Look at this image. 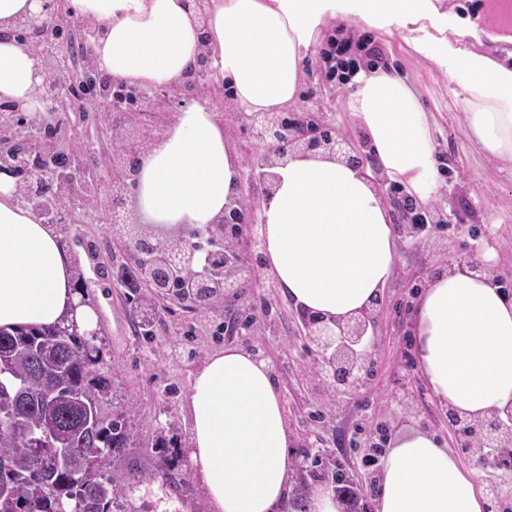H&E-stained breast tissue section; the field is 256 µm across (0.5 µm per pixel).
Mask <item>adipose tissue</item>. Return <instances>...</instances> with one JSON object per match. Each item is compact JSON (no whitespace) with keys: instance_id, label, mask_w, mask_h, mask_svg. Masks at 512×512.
<instances>
[{"instance_id":"ef3b65f1","label":"adipose tissue","mask_w":512,"mask_h":512,"mask_svg":"<svg viewBox=\"0 0 512 512\" xmlns=\"http://www.w3.org/2000/svg\"><path fill=\"white\" fill-rule=\"evenodd\" d=\"M439 0H208L197 18L185 0H67L103 34L100 71L137 87L181 82L202 47L242 112H277L300 93L303 65L324 25L356 18L402 28L412 48L463 86L470 134L512 165V63L448 41ZM35 61L0 38V99L42 104ZM348 109L367 135L374 170L325 153L293 154L259 221L269 271L302 313L344 320L370 309L395 268V226L376 179L421 204L435 193L430 119L417 89L384 65L349 73ZM0 173V328L50 326L79 295L54 229L16 200ZM240 194L237 160L213 112L193 103L141 158L132 207L159 239H190ZM413 332L419 367L440 403L472 421L512 408V297L487 276L456 266L432 277ZM186 403L190 459L212 512H275L293 460L281 396L265 360L239 347L211 354ZM375 512H485L479 474L433 435L412 426L388 442Z\"/></svg>"}]
</instances>
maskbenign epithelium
Listing matches in <instances>:
<instances>
[{"instance_id": "obj_1", "label": "benign epithelium", "mask_w": 512, "mask_h": 512, "mask_svg": "<svg viewBox=\"0 0 512 512\" xmlns=\"http://www.w3.org/2000/svg\"><path fill=\"white\" fill-rule=\"evenodd\" d=\"M102 31L70 14L65 0H43L42 11L16 21L8 35L17 37L35 59V76L40 78L39 97L45 114L33 118L24 103L0 102V173L16 179L18 201L41 212L45 221L57 224H82L85 218L75 213L74 175L53 167L55 157L66 154L70 145L65 135L70 128L68 113L72 100L64 92L82 82L88 73L97 72L93 39ZM211 66V52L203 50L196 64L178 84L150 88L132 87L138 104L132 105L107 93L103 104L114 112L142 116L150 112H176L189 94H204L215 101L224 100V89L217 82ZM249 127L266 143L267 151L252 166L250 185L261 187L262 195L274 194L278 161L301 152L322 150L351 165H364L368 156L336 134V130L319 120H306L294 113L258 112L245 116ZM158 139L154 133L125 138L116 149L112 166L121 175L112 178L113 236L139 249L143 261V280L159 298L169 295L167 277L182 278L186 291L182 297L196 300L219 290L222 300L239 296L247 286L252 268L263 263V255L251 249L257 244V207L246 199L224 207V213L206 225L208 242L220 247L224 265L212 272H202L201 251L183 241H162L148 231H135L124 219L128 211L130 187L135 183L142 155ZM387 197L397 211L399 229L407 225L441 223L431 208H419L401 189H391ZM302 336L321 362L330 387L338 392L357 391L368 380L373 356L378 349V313L372 308L357 316L335 322L331 329L321 316L303 314ZM448 423L458 437L467 438L461 446L467 453L480 455L486 448L512 446V411L492 412L471 422L455 410H448Z\"/></svg>"}]
</instances>
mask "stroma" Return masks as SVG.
I'll return each mask as SVG.
<instances>
[{
	"instance_id": "1",
	"label": "stroma",
	"mask_w": 512,
	"mask_h": 512,
	"mask_svg": "<svg viewBox=\"0 0 512 512\" xmlns=\"http://www.w3.org/2000/svg\"><path fill=\"white\" fill-rule=\"evenodd\" d=\"M487 0H442L449 20L464 15L477 22L460 37L459 47L499 59L496 29L481 17ZM375 56L360 55L363 64L381 58L419 91L430 116L437 158L435 209L446 216L443 224L425 232H405L396 240L397 263L378 309L380 346L374 356L373 374L362 389L329 395L318 379L321 366L300 334L301 314L282 294H271L267 267H258L254 285L239 299L218 304L199 323L190 303L176 298L156 300L154 337L139 341L134 325L140 314L126 300V290L112 278L113 262L124 261L119 242L112 236V211L107 205L112 191L113 131L126 126L123 113L94 104L89 112L93 130L77 124L71 165L81 183H94V191L77 198L79 212L89 213L85 224H59L55 231L74 272L88 285L86 299L100 328L96 344L116 369L113 374L114 409L126 402L136 406L135 424L142 447L125 449L113 467L128 465L145 473L159 472L161 459L152 448L158 428H166L183 449L191 447L190 416L186 394L196 370L215 351L238 345L236 336L222 333V326L240 315L254 314L261 333L256 338L279 389L285 418L295 450L294 463L312 471L314 459L341 468L354 486L364 490L369 501L380 492V466H369L364 456L380 459L383 449H370L369 438L393 436L412 425L434 434L465 467L481 473L485 492L498 495L499 506L512 508V463H503L499 449L478 458L462 453L458 438L448 423L447 409L426 384L419 368L413 336V317L421 292L439 270L474 258L486 261L512 291V177L485 155L473 141L461 106L458 80L440 73L428 57L415 52L398 27L376 30L361 21H351ZM351 88L326 67L321 53L310 54L304 65L295 109L318 111L352 145L365 144V134L356 126L347 108ZM211 111L224 127V136L239 159V180L247 182L250 165L262 156L265 145L238 118L232 99L211 104ZM131 497L145 500L148 512H210L205 492L193 474H186L178 489L160 483L128 487Z\"/></svg>"
}]
</instances>
